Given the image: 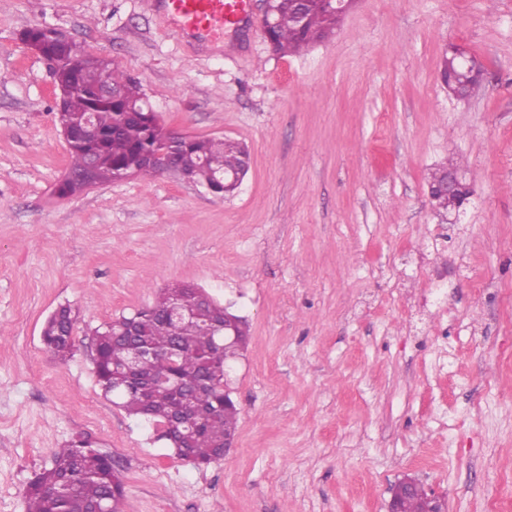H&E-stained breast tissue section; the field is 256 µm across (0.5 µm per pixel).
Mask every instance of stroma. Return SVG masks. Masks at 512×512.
<instances>
[{
	"mask_svg": "<svg viewBox=\"0 0 512 512\" xmlns=\"http://www.w3.org/2000/svg\"><path fill=\"white\" fill-rule=\"evenodd\" d=\"M261 16L251 0L246 27L186 42L150 0H0V512L78 435L111 452L119 512H388L406 476L444 512H512V0H358L285 56ZM35 25L112 58L167 129L245 143L239 188L163 174L55 198L69 154ZM450 45L485 68L465 101L437 77ZM450 160L473 190L454 224L428 192ZM176 283L249 326L237 441L203 467L94 373V329ZM62 305L66 362L41 338Z\"/></svg>",
	"mask_w": 512,
	"mask_h": 512,
	"instance_id": "35a3bbf8",
	"label": "stroma"
}]
</instances>
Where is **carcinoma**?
Masks as SVG:
<instances>
[{"label": "carcinoma", "instance_id": "carcinoma-1", "mask_svg": "<svg viewBox=\"0 0 512 512\" xmlns=\"http://www.w3.org/2000/svg\"><path fill=\"white\" fill-rule=\"evenodd\" d=\"M340 19L326 4L312 0L306 6V23L302 26L294 12L282 4L276 24L263 31V37L273 53L296 55L328 40ZM24 34L44 44L59 81L74 77L79 83V88L55 106L54 112L60 130L70 135L69 170L79 175L89 171L99 185L112 183L123 174L141 178L158 175L146 159L170 146L173 135L154 112L142 108L145 94L140 86L110 58L57 41L36 26L24 30ZM105 82L112 84L114 95L110 98L97 93ZM171 151L169 171L179 176L188 173L198 182L208 180L212 169L237 172L249 167L247 148L224 139L190 137L171 146ZM202 299L203 292L192 285L175 284L164 289L150 308L129 317L123 315L99 328L94 358V372L104 395L117 396L116 404L129 415L161 425L178 408L185 417L196 420L187 447L174 452L198 467L224 456V436L237 430L238 408L224 407L221 384L240 347L238 343L229 345L220 356L218 346L224 344V331L210 332L169 317L173 304L196 310ZM131 318L153 355L142 358L136 376L116 390L112 388V372L122 369L129 360L131 351L124 327ZM74 324L72 308L61 306L46 319L42 329L44 345L62 362L76 350ZM172 349L179 350L174 368L164 360ZM164 373L176 376L182 388L180 398L148 385V379ZM392 495L401 498L403 512H426L431 507L430 494L416 484L407 487L401 481ZM122 497L123 482L112 455L89 437L76 436L54 452L51 468L35 474L29 482L26 512H85L99 502L112 505V512H118Z\"/></svg>", "mask_w": 512, "mask_h": 512}]
</instances>
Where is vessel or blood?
Here are the masks:
<instances>
[{"label":"vessel or blood","instance_id":"vessel-or-blood-1","mask_svg":"<svg viewBox=\"0 0 512 512\" xmlns=\"http://www.w3.org/2000/svg\"><path fill=\"white\" fill-rule=\"evenodd\" d=\"M179 31H215L233 26L244 17L250 0H163Z\"/></svg>","mask_w":512,"mask_h":512}]
</instances>
